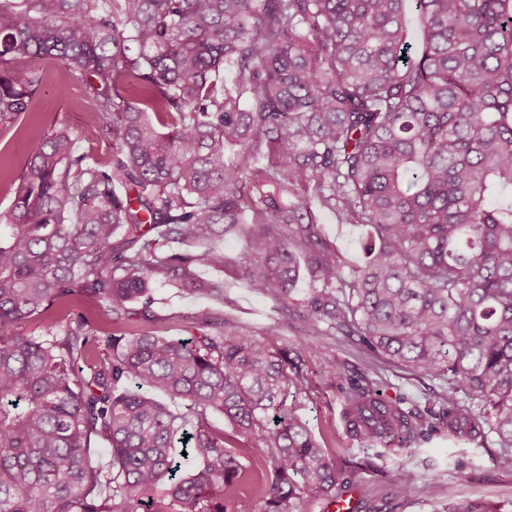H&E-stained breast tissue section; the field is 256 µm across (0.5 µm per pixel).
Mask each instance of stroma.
Instances as JSON below:
<instances>
[{
  "label": "stroma",
  "mask_w": 512,
  "mask_h": 512,
  "mask_svg": "<svg viewBox=\"0 0 512 512\" xmlns=\"http://www.w3.org/2000/svg\"><path fill=\"white\" fill-rule=\"evenodd\" d=\"M66 81L68 92L62 95L53 80L41 78L35 88L31 111L0 121V162L5 165V172L0 175V215L11 208L28 161L31 141L63 127L72 133L76 153L86 155L88 160H104L114 153L115 137L103 117L94 112L84 78L74 73L67 75ZM241 193L244 213L240 231L215 243L224 253L223 267L195 270L201 278L223 283V299L197 296L177 280L160 283L154 292L153 305L159 326L169 336L184 338L198 333L205 317L215 316L224 318L228 329L257 336L272 320L281 319L286 323L284 336L288 346L308 342L319 347L322 357L309 361L310 389L293 398L292 403L316 437L324 440L338 456L364 463V470L356 473L352 481L361 495L359 512H442L447 506L466 505L478 508L479 512H512V459L501 454L494 438H487L483 443L458 442L443 427L397 461L367 456L357 442L347 436L342 419V395L327 371L326 359H335L350 377L365 375L377 380L386 399L402 398L408 406L421 410L436 409L439 383L388 368L364 352L355 337L317 334L312 322L289 319L281 304L251 288L245 274L249 266L246 243L255 223L254 204L261 196L276 197L288 207H309L323 238L336 247L348 268L363 262L359 249L363 229L341 223L335 212L321 208L310 187L291 195L276 184L259 185L247 176L242 181ZM399 462L403 463L414 485L436 476L443 484L452 486L451 499L415 496L402 501L392 498L385 476ZM461 469L466 472L462 480L457 477Z\"/></svg>",
  "instance_id": "stroma-1"
}]
</instances>
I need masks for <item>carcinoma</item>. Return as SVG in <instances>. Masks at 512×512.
I'll return each instance as SVG.
<instances>
[{"instance_id": "1", "label": "carcinoma", "mask_w": 512, "mask_h": 512, "mask_svg": "<svg viewBox=\"0 0 512 512\" xmlns=\"http://www.w3.org/2000/svg\"><path fill=\"white\" fill-rule=\"evenodd\" d=\"M44 56L86 77L117 146L90 163L66 129L31 142L0 220V512H241L256 485L260 512H312L350 486L288 406L309 388L310 348L284 346L282 321L252 336L217 318L186 339L156 326L159 276L224 297L193 268L224 265L212 243L241 223L246 174L314 186L368 236L346 271L312 215L267 196L251 287L291 302L303 263L304 316L440 381L433 422L349 380L362 450L401 456L440 423L512 456V0H0V120L30 111L39 76L21 62ZM226 63L255 111L218 83ZM279 142L287 168L254 165ZM77 291L109 325L54 318ZM389 480L396 498L446 496L437 479Z\"/></svg>"}]
</instances>
